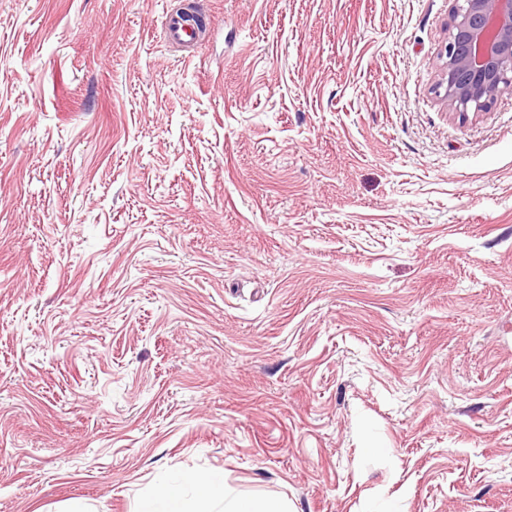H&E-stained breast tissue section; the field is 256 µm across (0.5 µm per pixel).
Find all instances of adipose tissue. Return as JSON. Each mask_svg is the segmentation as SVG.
<instances>
[{"instance_id":"adipose-tissue-1","label":"adipose tissue","mask_w":512,"mask_h":512,"mask_svg":"<svg viewBox=\"0 0 512 512\" xmlns=\"http://www.w3.org/2000/svg\"><path fill=\"white\" fill-rule=\"evenodd\" d=\"M139 512H288V507L273 497L234 496L220 473L182 474L162 480Z\"/></svg>"}]
</instances>
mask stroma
<instances>
[{
  "instance_id": "obj_1",
  "label": "stroma",
  "mask_w": 512,
  "mask_h": 512,
  "mask_svg": "<svg viewBox=\"0 0 512 512\" xmlns=\"http://www.w3.org/2000/svg\"><path fill=\"white\" fill-rule=\"evenodd\" d=\"M451 8L0 0V512H512V88L439 95ZM198 30L182 13L168 12L162 20L163 38L172 45H191L196 40ZM139 512H288L287 505L273 497L233 496L224 475L182 474L162 480L143 500Z\"/></svg>"
}]
</instances>
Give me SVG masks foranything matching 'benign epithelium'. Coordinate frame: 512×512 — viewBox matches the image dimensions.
Listing matches in <instances>:
<instances>
[{
	"mask_svg": "<svg viewBox=\"0 0 512 512\" xmlns=\"http://www.w3.org/2000/svg\"><path fill=\"white\" fill-rule=\"evenodd\" d=\"M441 59L443 98L463 114L511 88L512 0H453Z\"/></svg>",
	"mask_w": 512,
	"mask_h": 512,
	"instance_id": "7a95c632",
	"label": "benign epithelium"
}]
</instances>
